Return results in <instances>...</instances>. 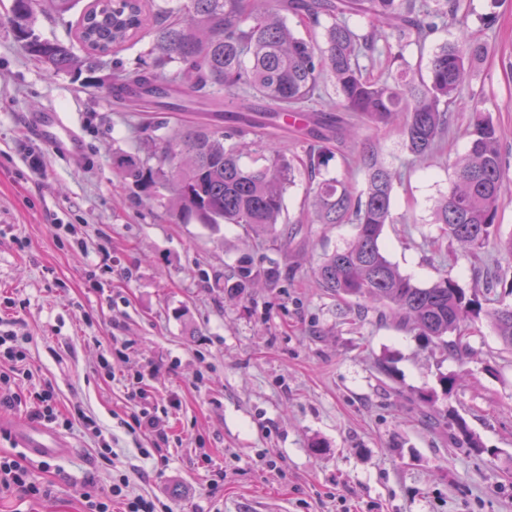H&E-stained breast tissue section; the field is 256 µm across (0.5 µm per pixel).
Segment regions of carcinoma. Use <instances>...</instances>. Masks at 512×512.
Listing matches in <instances>:
<instances>
[{"label":"carcinoma","mask_w":512,"mask_h":512,"mask_svg":"<svg viewBox=\"0 0 512 512\" xmlns=\"http://www.w3.org/2000/svg\"><path fill=\"white\" fill-rule=\"evenodd\" d=\"M77 0H13L9 22L29 55L53 73H92L115 49L136 38L147 41L150 62L116 67L107 97L150 101L157 112L189 107L207 111V121L167 133L168 122H153V156L146 167L131 157L117 165L144 191L171 193L168 209L180 223L244 224L253 230L278 223L285 193L300 176L313 193L317 224H354L353 241L325 254L317 275L339 299L380 304L399 328L448 348L462 360L469 348L461 336L479 315L512 347V305L486 310L445 276L419 287L382 251L384 226L391 223V193L398 171L369 147L360 157L365 189L358 195L343 181L322 174L336 144L353 135L356 122L401 128L408 152L425 159L445 140L450 106L459 99L468 66L485 45L458 15L460 0H275L274 7L250 10L245 0H163L153 4L154 20L142 0H93L79 21L77 53L70 42L48 39L34 29L37 10L71 12ZM323 30V43L298 35L288 16ZM368 26L366 35L357 28ZM457 26L439 45L422 74L403 50ZM383 46H378V43ZM399 62L396 75L373 77L360 59L381 54ZM330 78L337 102L314 108ZM470 146L455 164V178L434 213L442 236L470 252L490 241L512 258V235L499 234V198L504 180L501 136L490 116L470 109ZM305 117L302 154L288 156L267 129L284 118ZM249 132L258 141L262 164L245 167L235 138ZM448 427L458 444L476 447L467 424L454 414Z\"/></svg>","instance_id":"cac0c4a2"}]
</instances>
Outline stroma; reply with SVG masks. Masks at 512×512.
Listing matches in <instances>:
<instances>
[{"instance_id": "35a3bbf8", "label": "stroma", "mask_w": 512, "mask_h": 512, "mask_svg": "<svg viewBox=\"0 0 512 512\" xmlns=\"http://www.w3.org/2000/svg\"><path fill=\"white\" fill-rule=\"evenodd\" d=\"M11 5L0 0V329L23 337L28 368L54 394L53 428L76 453L34 466L47 496L2 494L0 512H82L88 492L107 494L122 475L172 512H512V347L489 321L466 331L460 361L328 293L317 266L356 227L299 223L301 181L271 230L179 223L116 165L149 160L150 106L100 90L111 66L48 71L16 40ZM461 11L487 51L443 151L413 163L399 129L365 126L327 174L363 189V172L341 156L376 146L403 170L381 240L387 258L422 286L449 274L471 293L496 281L510 304L512 259L491 245L464 252L433 222L475 106L502 133L500 233L512 235V0H461ZM51 108L66 113L80 156L27 135ZM37 152L40 173L27 165ZM243 266L255 281L239 293ZM139 373L170 428L161 458L150 435L126 426ZM448 414L466 420L482 454L458 448Z\"/></svg>"}]
</instances>
